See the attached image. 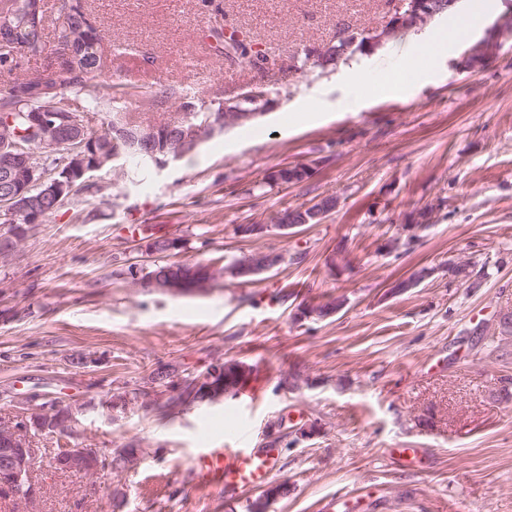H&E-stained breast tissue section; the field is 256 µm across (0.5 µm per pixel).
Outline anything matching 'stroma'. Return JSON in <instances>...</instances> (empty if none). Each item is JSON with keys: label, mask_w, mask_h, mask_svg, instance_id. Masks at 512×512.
<instances>
[{"label": "stroma", "mask_w": 512, "mask_h": 512, "mask_svg": "<svg viewBox=\"0 0 512 512\" xmlns=\"http://www.w3.org/2000/svg\"><path fill=\"white\" fill-rule=\"evenodd\" d=\"M113 79L150 87L204 88L212 98L241 92L257 77L210 49L194 51L197 27L214 11L270 55L295 62L305 46L332 36L337 21L368 30L387 24L393 0H86ZM399 33L355 56L369 82L363 107L294 124L315 90L336 88L339 67L266 76L277 91L268 113L225 129L163 169L130 172L124 197L102 192L29 225L13 256L0 260V419L12 420L34 394L75 406L66 434L37 440L29 504L0 497V512H248L255 492L227 498L196 487L190 458L207 445L245 437L277 441V482L288 485L268 512H512V36L487 68L456 63L484 30L401 96L376 83L403 63ZM309 165L302 183L271 180L276 167ZM333 195L322 223L286 233L281 210ZM432 222L411 251L389 250L413 211ZM240 224H265V236L238 240ZM182 241L171 260L226 262L273 250L288 261L240 285L224 279L205 293L171 295L141 286L129 266L150 235ZM344 251L345 270L329 271ZM481 267L482 288L448 279L449 256ZM427 267L431 276L404 294L396 280ZM297 300L345 297L332 318L296 322L281 291ZM93 356L79 366L74 357ZM252 368L254 400L192 405L160 421L139 402L99 409L110 396L164 392L154 370L205 371L216 359ZM297 374L295 389L279 379ZM114 451L134 446L137 465L90 477L61 473L57 447ZM421 456H412V449ZM121 508H114V501Z\"/></svg>", "instance_id": "35a3bbf8"}]
</instances>
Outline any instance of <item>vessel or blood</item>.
Wrapping results in <instances>:
<instances>
[{
	"label": "vessel or blood",
	"instance_id": "obj_1",
	"mask_svg": "<svg viewBox=\"0 0 512 512\" xmlns=\"http://www.w3.org/2000/svg\"><path fill=\"white\" fill-rule=\"evenodd\" d=\"M280 450L274 443L261 448H202L192 459L198 485L230 496L262 488L279 472Z\"/></svg>",
	"mask_w": 512,
	"mask_h": 512
}]
</instances>
